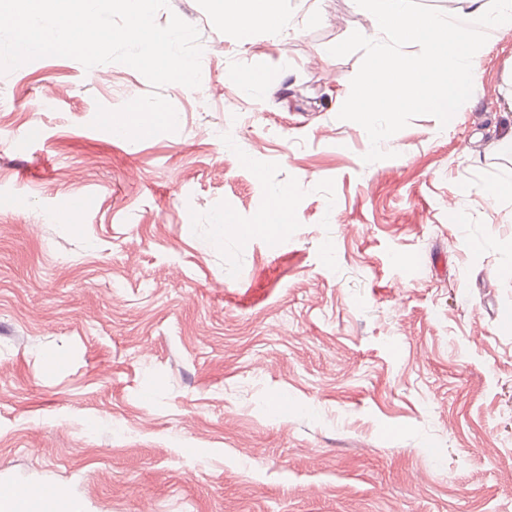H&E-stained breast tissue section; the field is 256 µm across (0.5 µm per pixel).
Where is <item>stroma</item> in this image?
<instances>
[{"label":"stroma","mask_w":512,"mask_h":512,"mask_svg":"<svg viewBox=\"0 0 512 512\" xmlns=\"http://www.w3.org/2000/svg\"><path fill=\"white\" fill-rule=\"evenodd\" d=\"M279 6L246 39L220 0L157 13L203 48L199 88L160 89L173 133L92 127L151 92L129 66L0 74V484L85 512H512V201L487 192L512 26L473 61L493 97L367 164L338 118L362 55L328 49L373 15ZM289 213L290 211L285 208L284 205H281V200H279L277 204L274 203L271 208L260 217L257 222L258 224H255V229L264 231L271 237H277L282 227L288 224Z\"/></svg>","instance_id":"35a3bbf8"}]
</instances>
